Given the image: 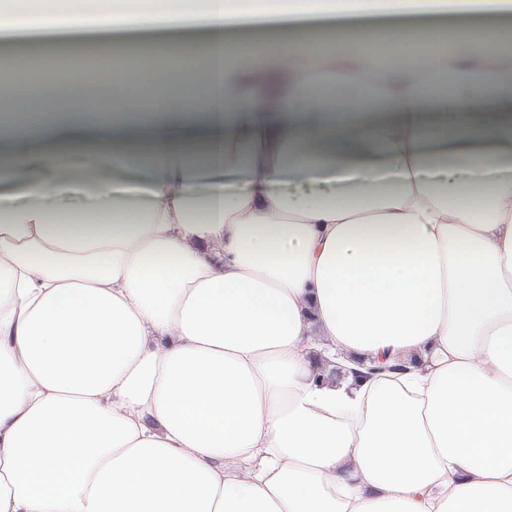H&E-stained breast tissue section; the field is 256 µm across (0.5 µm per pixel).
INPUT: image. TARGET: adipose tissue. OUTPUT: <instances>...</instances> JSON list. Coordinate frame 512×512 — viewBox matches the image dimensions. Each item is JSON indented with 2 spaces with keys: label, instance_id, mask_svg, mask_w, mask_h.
I'll list each match as a JSON object with an SVG mask.
<instances>
[{
  "label": "adipose tissue",
  "instance_id": "adipose-tissue-1",
  "mask_svg": "<svg viewBox=\"0 0 512 512\" xmlns=\"http://www.w3.org/2000/svg\"><path fill=\"white\" fill-rule=\"evenodd\" d=\"M181 3L0 0L4 40L207 34L148 74L162 111L77 110L50 62L0 112V184L41 171L0 201V512H512V60L397 26L430 52L382 71L304 48L355 29L348 0ZM280 25L282 82L242 84L226 31ZM73 153L140 170L144 205L56 209ZM384 359L396 380L364 379Z\"/></svg>",
  "mask_w": 512,
  "mask_h": 512
}]
</instances>
